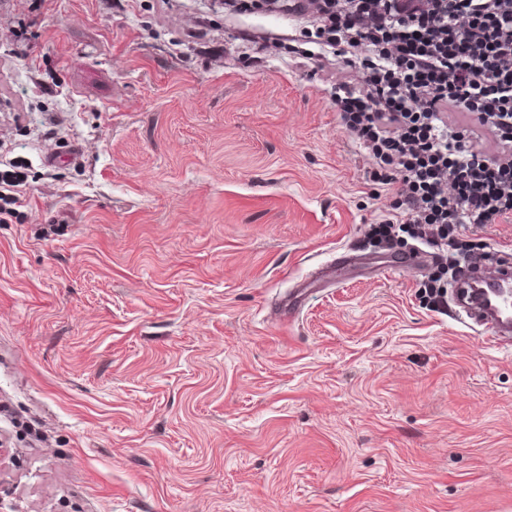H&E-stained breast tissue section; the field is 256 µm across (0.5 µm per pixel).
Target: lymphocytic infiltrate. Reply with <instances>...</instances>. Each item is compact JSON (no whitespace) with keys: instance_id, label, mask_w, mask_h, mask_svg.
<instances>
[{"instance_id":"obj_1","label":"lymphocytic infiltrate","mask_w":512,"mask_h":512,"mask_svg":"<svg viewBox=\"0 0 512 512\" xmlns=\"http://www.w3.org/2000/svg\"><path fill=\"white\" fill-rule=\"evenodd\" d=\"M314 21L358 83L337 85L342 126L396 188L371 224L449 254L462 230L512 219V0H271Z\"/></svg>"}]
</instances>
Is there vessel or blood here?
<instances>
[{
    "instance_id": "obj_1",
    "label": "vessel or blood",
    "mask_w": 512,
    "mask_h": 512,
    "mask_svg": "<svg viewBox=\"0 0 512 512\" xmlns=\"http://www.w3.org/2000/svg\"><path fill=\"white\" fill-rule=\"evenodd\" d=\"M456 299L465 316L489 326L491 343L512 345V270L494 269L460 279Z\"/></svg>"
}]
</instances>
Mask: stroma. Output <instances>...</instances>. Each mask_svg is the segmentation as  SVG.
<instances>
[{"mask_svg":"<svg viewBox=\"0 0 512 512\" xmlns=\"http://www.w3.org/2000/svg\"><path fill=\"white\" fill-rule=\"evenodd\" d=\"M358 79L223 0H0V512H512V349L388 273Z\"/></svg>","mask_w":512,"mask_h":512,"instance_id":"35a3bbf8","label":"stroma"}]
</instances>
